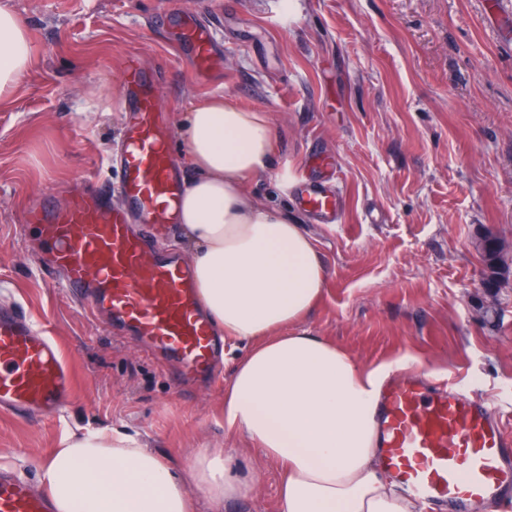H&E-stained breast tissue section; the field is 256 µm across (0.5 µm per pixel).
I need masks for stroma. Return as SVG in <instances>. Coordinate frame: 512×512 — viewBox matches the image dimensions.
I'll list each match as a JSON object with an SVG mask.
<instances>
[{
    "label": "stroma",
    "instance_id": "35a3bbf8",
    "mask_svg": "<svg viewBox=\"0 0 512 512\" xmlns=\"http://www.w3.org/2000/svg\"><path fill=\"white\" fill-rule=\"evenodd\" d=\"M0 0L29 30L31 65L0 101V308L23 309L58 344L74 381L59 421L0 412V466L38 484V462L76 427L140 435L176 467L207 448L260 467L223 512H279V471L229 440L221 401L245 346L215 383H185L174 362L78 307L36 266L24 209L108 165L127 120L114 97L130 58L155 71L156 105L183 154L192 101L214 93L266 113L293 177L333 173L341 211L323 224L293 188L248 183L317 242L324 294L299 328L368 367L447 379L487 403L512 436V13L502 0ZM224 27V64L208 76L178 60L165 9ZM504 274L484 287V230Z\"/></svg>",
    "mask_w": 512,
    "mask_h": 512
}]
</instances>
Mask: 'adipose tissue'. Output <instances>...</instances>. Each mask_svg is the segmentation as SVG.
Here are the masks:
<instances>
[{
  "label": "adipose tissue",
  "instance_id": "obj_1",
  "mask_svg": "<svg viewBox=\"0 0 512 512\" xmlns=\"http://www.w3.org/2000/svg\"><path fill=\"white\" fill-rule=\"evenodd\" d=\"M30 62L25 24L1 7L0 97ZM183 137L192 175L178 223L194 286L216 334L248 346L224 388L227 429L278 465L280 512H418L378 463L384 368L294 329L321 299L326 271L299 222L246 190L281 175L268 116L218 93L192 103ZM40 479L55 512H196L201 499L220 512L258 485L232 451L198 452L179 471L115 428L64 437Z\"/></svg>",
  "mask_w": 512,
  "mask_h": 512
}]
</instances>
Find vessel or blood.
<instances>
[{
    "mask_svg": "<svg viewBox=\"0 0 512 512\" xmlns=\"http://www.w3.org/2000/svg\"><path fill=\"white\" fill-rule=\"evenodd\" d=\"M179 25L178 55L191 56L199 73L211 72L222 33L187 13ZM126 81L128 122L109 161L121 174L118 186L81 182L66 204L41 198L22 221L36 225L48 246L39 267L52 284L179 361L187 376L210 377L218 368V343L190 267L146 233L174 223L185 182L155 108L152 75L132 62ZM296 192L304 209L336 222L340 198L329 182H301ZM72 397L71 373L50 338L18 309L0 310V411L50 417ZM377 425L384 467L421 506L445 501L455 512L473 501L498 512L512 506V439L491 406L396 373L381 392ZM52 510L48 496L0 471V512Z\"/></svg>",
    "mask_w": 512,
    "mask_h": 512,
    "instance_id": "b4317fda",
    "label": "vessel or blood"
}]
</instances>
